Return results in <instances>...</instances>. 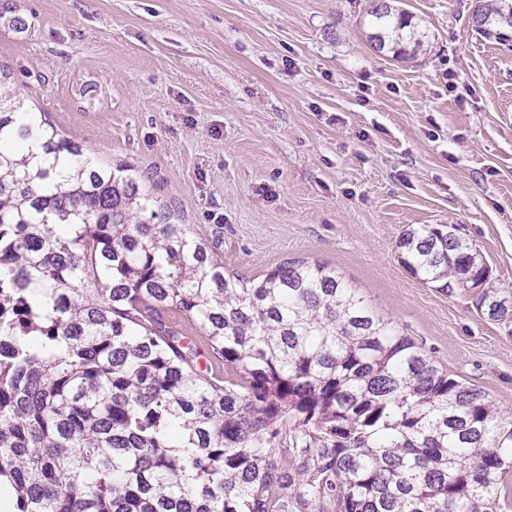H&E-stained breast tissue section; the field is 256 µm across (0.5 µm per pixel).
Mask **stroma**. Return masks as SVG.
Wrapping results in <instances>:
<instances>
[{
	"label": "stroma",
	"mask_w": 512,
	"mask_h": 512,
	"mask_svg": "<svg viewBox=\"0 0 512 512\" xmlns=\"http://www.w3.org/2000/svg\"><path fill=\"white\" fill-rule=\"evenodd\" d=\"M471 3L401 0L428 34L401 61L371 46L366 0H0V67L63 137L161 183L227 272L334 268L512 410V316L397 248L455 225L512 293V45L472 30Z\"/></svg>",
	"instance_id": "obj_1"
}]
</instances>
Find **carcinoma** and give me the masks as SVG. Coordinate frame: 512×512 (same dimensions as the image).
<instances>
[{
  "mask_svg": "<svg viewBox=\"0 0 512 512\" xmlns=\"http://www.w3.org/2000/svg\"><path fill=\"white\" fill-rule=\"evenodd\" d=\"M508 42L512 0H474ZM371 44L410 59L427 33L368 0ZM158 203L34 112L0 68V483L12 512H496L512 412L440 370L326 265L248 281ZM400 261L448 294L489 268L446 224ZM178 315L203 339L180 331ZM284 448L273 447L276 439Z\"/></svg>",
  "mask_w": 512,
  "mask_h": 512,
  "instance_id": "cac0c4a2",
  "label": "carcinoma"
}]
</instances>
